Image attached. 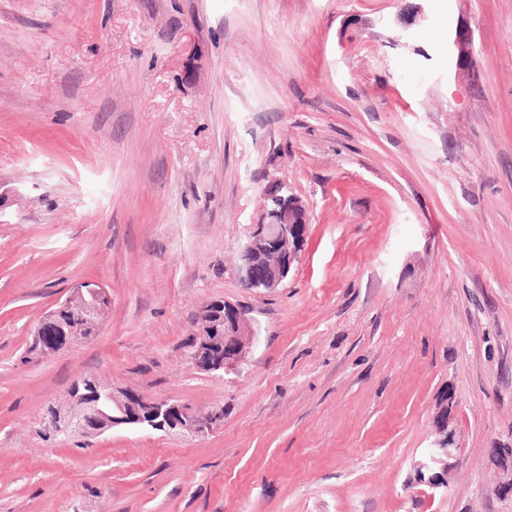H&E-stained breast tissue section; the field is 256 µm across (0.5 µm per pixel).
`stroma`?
I'll return each mask as SVG.
<instances>
[{"mask_svg": "<svg viewBox=\"0 0 512 512\" xmlns=\"http://www.w3.org/2000/svg\"><path fill=\"white\" fill-rule=\"evenodd\" d=\"M272 178L311 224L249 292ZM0 184V512H512V0H0ZM86 281L99 335L29 353ZM211 300L255 334L221 376ZM90 374L224 427L50 434ZM250 320L247 311L225 301L202 306L193 322L189 353L195 367L213 374L235 369L253 341L247 331ZM452 440L446 433L436 439L425 453V461L419 463L417 478L430 488L447 487V475L451 468Z\"/></svg>", "mask_w": 512, "mask_h": 512, "instance_id": "1", "label": "stroma"}]
</instances>
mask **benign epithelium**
<instances>
[{
    "instance_id": "1",
    "label": "benign epithelium",
    "mask_w": 512,
    "mask_h": 512,
    "mask_svg": "<svg viewBox=\"0 0 512 512\" xmlns=\"http://www.w3.org/2000/svg\"><path fill=\"white\" fill-rule=\"evenodd\" d=\"M309 217L298 199L280 182L264 194V206L250 225L240 249L242 287L272 290L285 281L299 262L308 232ZM110 308L106 290L92 282L71 288L64 301L49 309L36 326L33 342L38 356L52 357L67 346L96 336L101 316ZM250 317L244 309L214 301L202 306L194 321V341L189 357L203 372L221 374L236 368L250 348ZM70 403L56 411V432L64 437L91 436L117 426L179 431L202 437L224 426V411L216 409L197 418L184 404L147 397L128 390L114 391L94 376L70 388ZM452 440L445 434L426 450L417 478L430 488L447 486Z\"/></svg>"
}]
</instances>
